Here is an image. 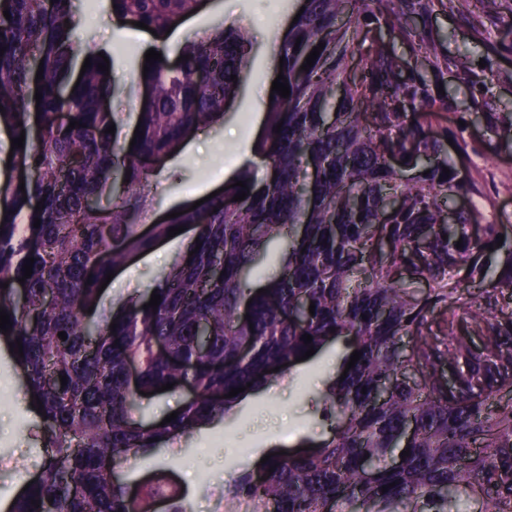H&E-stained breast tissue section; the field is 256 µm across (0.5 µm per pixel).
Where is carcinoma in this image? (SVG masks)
Instances as JSON below:
<instances>
[{
  "label": "carcinoma",
  "mask_w": 512,
  "mask_h": 512,
  "mask_svg": "<svg viewBox=\"0 0 512 512\" xmlns=\"http://www.w3.org/2000/svg\"><path fill=\"white\" fill-rule=\"evenodd\" d=\"M73 2L0 0V125L15 138L25 134L15 149L24 173L0 188V309L12 323L0 338L22 342L23 356H11L32 406L43 405L35 424L45 452L10 512H153L158 498L170 512H185L163 473L131 485L116 466L232 415L309 348L340 339L346 353L318 401L332 435L270 457L259 479L243 470L224 488V512H461L476 490L483 512H512V403L499 398L512 391V348L502 343L512 336V313H476L457 330L462 282L485 298H512V252L494 268L482 261L500 231L484 224L483 235L472 234L485 220L474 203L448 222V203L467 188L441 159L420 111L442 100L426 81L404 77L410 63L436 54L425 28L406 17L444 0H307L279 47L290 95L273 93L255 146L266 176L246 165L226 190L147 235L138 230L153 178L146 161L177 152L189 133L224 117L251 71L252 37L229 24L188 41L175 65L157 60L144 75L139 62L133 75L149 94L131 147L106 132L120 121L104 106L116 83L98 69L97 48L72 41L65 20ZM108 2L115 19L143 22L159 36L199 6ZM363 18L374 27L364 28ZM385 32L407 44L410 58L384 41ZM321 42L313 66L300 69ZM356 50L371 60V77L347 72ZM80 56L91 66L75 88L66 74ZM72 121L81 126L68 128ZM407 168L420 174L409 178ZM118 178L123 190L101 203ZM242 192L244 200L226 206ZM186 225L202 245L166 274L157 308H143L148 293L112 315L100 312L106 274ZM271 248L281 249L282 261L259 295L249 275ZM28 258L32 274L20 296ZM423 281L428 294L418 299L411 285ZM473 334L483 348H474ZM355 351L361 357L348 370ZM131 365L139 369L134 386ZM167 383L193 389L177 418L163 426L135 420L141 392Z\"/></svg>",
  "instance_id": "carcinoma-1"
}]
</instances>
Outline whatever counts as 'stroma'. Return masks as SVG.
Segmentation results:
<instances>
[{
  "mask_svg": "<svg viewBox=\"0 0 512 512\" xmlns=\"http://www.w3.org/2000/svg\"><path fill=\"white\" fill-rule=\"evenodd\" d=\"M300 7L301 0H201L197 29H172L163 44L170 61H177L195 33L231 22L250 31L255 60L223 121L192 133L179 152L158 164L150 220L194 204L229 180L225 165L246 148L255 120L266 117L275 77L269 55ZM73 14L76 45L92 44L110 55L120 92L109 106L122 115L115 136L119 143H127L134 136L145 94L131 76L134 61L142 56L145 33L114 23L107 0H75ZM425 24L438 61L426 63L423 72L432 74L438 63L444 67L439 79L444 105L427 114L430 133L446 142V154L474 189L487 220L512 238V0H499L492 12L475 10L471 0H448L445 8L426 17ZM184 252L182 238L176 237L137 254L115 270L113 286L101 293V308L116 311L143 295ZM345 351L344 342L330 345L279 378L268 392L250 398L231 423L220 421L194 432L180 440L179 450L129 459L121 476L143 482L164 472L179 488L187 512H217L224 504L225 483L243 468H257L264 456L277 451V439L294 449L328 437L314 402ZM27 406L18 371L0 343V502H13L17 484L36 477L43 462L40 433L32 426Z\"/></svg>",
  "mask_w": 512,
  "mask_h": 512,
  "instance_id": "obj_1",
  "label": "stroma"
}]
</instances>
